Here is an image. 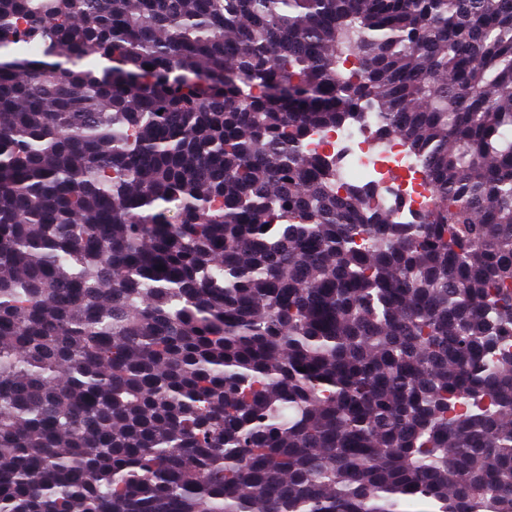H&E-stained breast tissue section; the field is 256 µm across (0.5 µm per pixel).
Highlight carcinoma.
I'll return each mask as SVG.
<instances>
[{
	"mask_svg": "<svg viewBox=\"0 0 512 512\" xmlns=\"http://www.w3.org/2000/svg\"><path fill=\"white\" fill-rule=\"evenodd\" d=\"M509 342L512 0H0V512H512ZM375 125V114L371 112L366 121L329 129L312 136L306 150L324 153L336 159V185H347L355 180L370 178L377 184L378 193L373 203L381 208L394 206L399 195L404 207L399 211H418L427 205L419 162L397 139L378 141L369 135ZM404 174L403 182L395 188L392 173ZM398 193V194H397Z\"/></svg>",
	"mask_w": 512,
	"mask_h": 512,
	"instance_id": "cac0c4a2",
	"label": "carcinoma"
}]
</instances>
